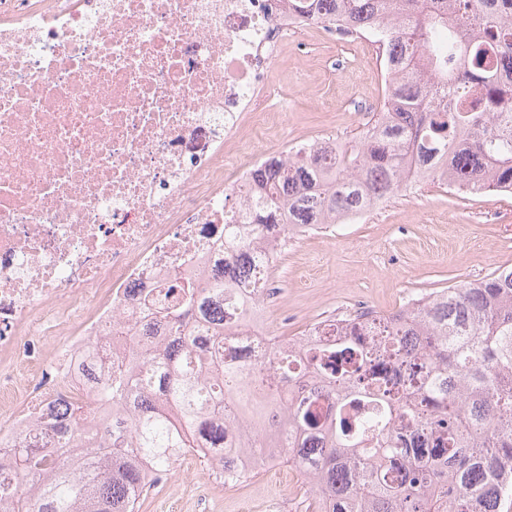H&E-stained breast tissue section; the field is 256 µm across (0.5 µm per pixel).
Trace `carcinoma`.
<instances>
[{
  "label": "carcinoma",
  "mask_w": 512,
  "mask_h": 512,
  "mask_svg": "<svg viewBox=\"0 0 512 512\" xmlns=\"http://www.w3.org/2000/svg\"><path fill=\"white\" fill-rule=\"evenodd\" d=\"M301 13L340 22L345 34L383 32V53L406 71L388 85L362 134L336 152L298 151L288 163L271 159L256 177L251 221L263 233L279 225L288 199L295 224H323L398 192L414 178L454 193L512 192V0H293ZM200 312L224 320V282L193 285L182 307L164 311L175 331ZM344 335L371 329L380 341H348L299 364L304 372L336 378V398L363 400L371 411L352 428L339 415L327 448H302L292 433L325 428L318 409L288 405L280 423L271 407L285 398L264 395L258 376L245 382L246 363H224L220 340L202 328L190 347L152 356L138 377L136 415L102 435L78 466L48 459L35 448L0 450L8 469L40 477L35 512H139L153 477L210 440L224 450L212 413L268 425L254 449L255 467L223 458L227 483L241 482L270 460L303 470L329 512H503L512 497V267L458 288L433 291L387 315L344 318ZM384 358L402 374L396 392L369 381L366 367ZM176 406L169 417L156 394ZM424 433L434 460L408 463L396 481L387 464L405 454L398 428Z\"/></svg>",
  "instance_id": "cac0c4a2"
}]
</instances>
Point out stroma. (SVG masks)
I'll list each match as a JSON object with an SVG mask.
<instances>
[{
  "label": "stroma",
  "instance_id": "obj_1",
  "mask_svg": "<svg viewBox=\"0 0 512 512\" xmlns=\"http://www.w3.org/2000/svg\"><path fill=\"white\" fill-rule=\"evenodd\" d=\"M304 61L289 60L272 81L288 109L277 127L294 140L356 137L382 99L375 48L361 38L302 30ZM512 266V193L454 194L417 182L362 218L289 241L275 279L296 335L310 317L349 315L358 303L382 314L406 300ZM306 480L288 463L226 487L194 454L160 474L140 512H314Z\"/></svg>",
  "mask_w": 512,
  "mask_h": 512
}]
</instances>
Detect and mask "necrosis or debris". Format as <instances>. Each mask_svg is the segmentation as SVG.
I'll use <instances>...</instances> for the list:
<instances>
[{
	"label": "necrosis or debris",
	"mask_w": 512,
	"mask_h": 512,
	"mask_svg": "<svg viewBox=\"0 0 512 512\" xmlns=\"http://www.w3.org/2000/svg\"><path fill=\"white\" fill-rule=\"evenodd\" d=\"M288 0H0V447L51 422L91 434L108 398L170 337L156 310L213 283L238 250L269 152V77L306 26ZM255 273L210 325L224 360L267 365L320 344L276 335L283 259L249 238Z\"/></svg>",
	"instance_id": "4bbe7bcc"
}]
</instances>
